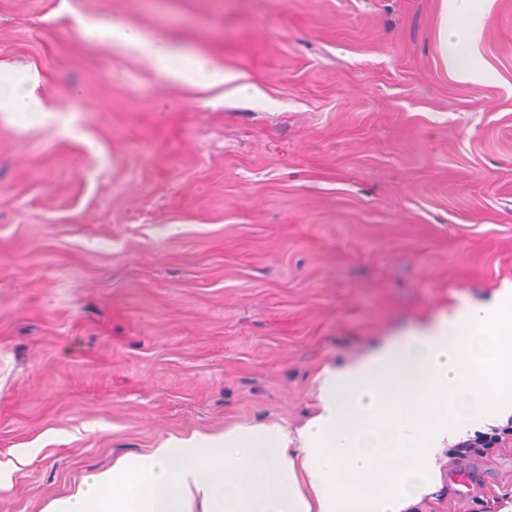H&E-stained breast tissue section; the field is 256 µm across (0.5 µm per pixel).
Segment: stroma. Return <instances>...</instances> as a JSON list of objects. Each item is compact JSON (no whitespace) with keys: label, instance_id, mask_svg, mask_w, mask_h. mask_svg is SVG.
Segmentation results:
<instances>
[{"label":"stroma","instance_id":"35a3bbf8","mask_svg":"<svg viewBox=\"0 0 512 512\" xmlns=\"http://www.w3.org/2000/svg\"><path fill=\"white\" fill-rule=\"evenodd\" d=\"M484 24L453 68L441 24ZM119 19L233 75L166 79ZM0 512L169 434L315 411L317 375L512 285V0H0ZM248 85L243 97L238 86ZM481 486L415 512H503ZM25 86L23 90L15 89ZM1 89L8 87L11 92L0 97V112L25 113L29 116L52 112L46 102L37 94L36 83L27 74H20L11 69L0 68Z\"/></svg>","mask_w":512,"mask_h":512}]
</instances>
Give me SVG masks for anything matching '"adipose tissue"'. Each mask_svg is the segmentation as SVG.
<instances>
[{"instance_id":"obj_1","label":"adipose tissue","mask_w":512,"mask_h":512,"mask_svg":"<svg viewBox=\"0 0 512 512\" xmlns=\"http://www.w3.org/2000/svg\"><path fill=\"white\" fill-rule=\"evenodd\" d=\"M167 79L220 84L223 70L113 21ZM0 112L47 113L34 80L0 68ZM481 404L454 414L450 396ZM512 419V289L341 368L325 367L319 410L297 431L278 422L170 435L116 459L41 512H411L440 482L449 444Z\"/></svg>"}]
</instances>
